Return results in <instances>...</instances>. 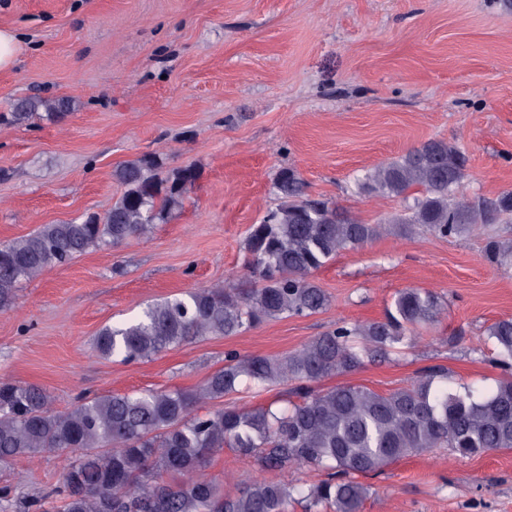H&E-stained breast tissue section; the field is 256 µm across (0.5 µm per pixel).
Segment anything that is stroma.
Masks as SVG:
<instances>
[{
    "instance_id": "35a3bbf8",
    "label": "stroma",
    "mask_w": 512,
    "mask_h": 512,
    "mask_svg": "<svg viewBox=\"0 0 512 512\" xmlns=\"http://www.w3.org/2000/svg\"><path fill=\"white\" fill-rule=\"evenodd\" d=\"M19 38L0 72V242L44 224L104 213L121 163L159 156L194 166L181 210L146 236L46 269L0 309V382L45 388L56 408L77 396L193 389L224 354L282 356L341 320L383 319L395 293L426 288L448 304L396 361L318 389L353 383L386 393L420 370L489 389L512 380L492 363L489 326L512 318V272L488 263L479 236L422 231L340 252L316 279L322 311L209 336L122 364L94 348L99 331L148 303L249 279L251 225L278 205L276 173L296 169L313 197L368 224L398 214L395 197L360 196L355 178L430 139L469 158L465 195L512 191V5L507 0H0V27ZM66 97L60 122L12 124L17 99ZM68 452L0 465L17 502L59 485ZM209 477L270 479L225 449ZM362 512H512V451L456 459L448 449L364 476Z\"/></svg>"
}]
</instances>
